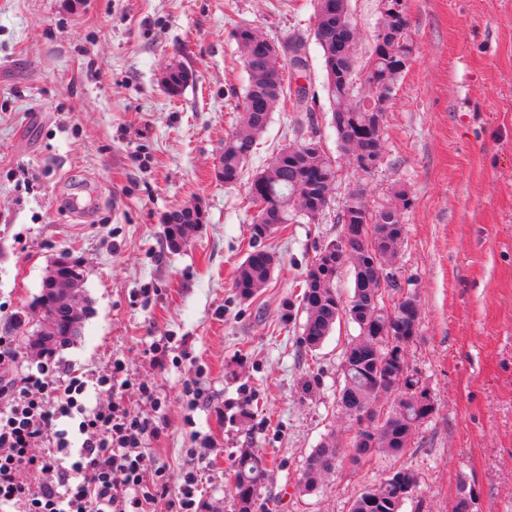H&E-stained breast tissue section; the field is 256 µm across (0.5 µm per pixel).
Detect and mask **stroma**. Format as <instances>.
Returning a JSON list of instances; mask_svg holds the SVG:
<instances>
[{"mask_svg": "<svg viewBox=\"0 0 512 512\" xmlns=\"http://www.w3.org/2000/svg\"><path fill=\"white\" fill-rule=\"evenodd\" d=\"M406 4L416 50L386 105L382 165L355 171L321 103L313 122L340 167L331 203L267 240L278 265L244 300L233 278L253 213L245 185L217 175L230 94L248 82L232 31L303 39V82L321 94L309 0H0V335L34 364L14 316L50 265L79 264L93 311L54 361L86 377L90 408L107 405L94 380L117 360L155 387L165 431L144 451L174 475L199 467L202 512H237L244 448L267 464L259 498L275 512H349L355 493L401 466L420 477L402 512H451L463 483L477 512H512V0ZM174 61L193 74L175 97L163 81ZM292 116L273 113L247 173L295 143ZM356 186L373 209L399 190L410 199L396 266L421 319L406 356L435 411L402 457L342 462L308 493L307 455L329 432L350 436L338 393L358 329L337 322L311 352L285 305ZM90 189L94 209L77 216L71 200ZM197 206L203 224L172 249L165 216ZM159 340L172 359L163 370L149 352Z\"/></svg>", "mask_w": 512, "mask_h": 512, "instance_id": "obj_1", "label": "stroma"}]
</instances>
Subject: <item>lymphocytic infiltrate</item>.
<instances>
[{
  "label": "lymphocytic infiltrate",
  "mask_w": 512,
  "mask_h": 512,
  "mask_svg": "<svg viewBox=\"0 0 512 512\" xmlns=\"http://www.w3.org/2000/svg\"><path fill=\"white\" fill-rule=\"evenodd\" d=\"M16 354L0 336V512H198L195 470L171 479L164 467L144 454L146 438L162 429L154 411L162 401L146 383L124 377L121 364L96 380L110 396L107 406L86 411L84 378L46 362L15 373ZM134 391L152 415H130L124 401ZM73 429L58 428L60 419ZM78 434L80 445L70 436ZM41 455H31L37 442Z\"/></svg>",
  "instance_id": "1"
}]
</instances>
